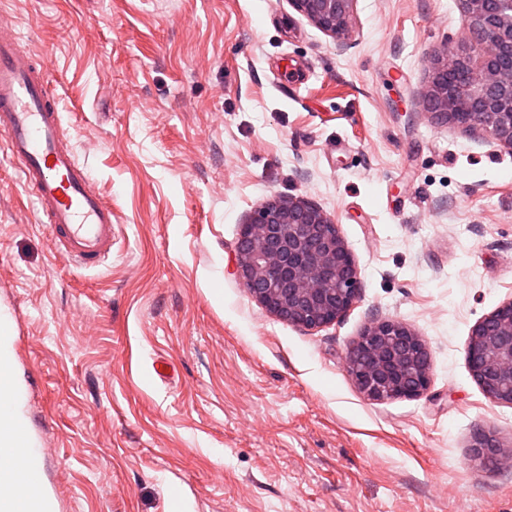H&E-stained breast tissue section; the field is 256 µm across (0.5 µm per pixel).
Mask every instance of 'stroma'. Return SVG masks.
<instances>
[{
    "instance_id": "obj_1",
    "label": "stroma",
    "mask_w": 512,
    "mask_h": 512,
    "mask_svg": "<svg viewBox=\"0 0 512 512\" xmlns=\"http://www.w3.org/2000/svg\"><path fill=\"white\" fill-rule=\"evenodd\" d=\"M48 55L64 129L111 203L112 255L54 250L0 146V307L54 512H512V405L472 378L512 301V150L438 121L429 59L479 56L459 0H356L333 38L289 0H0ZM300 196L360 296L318 331L237 272L239 227ZM376 319L429 352L416 398L347 371ZM501 454L472 457L477 435Z\"/></svg>"
}]
</instances>
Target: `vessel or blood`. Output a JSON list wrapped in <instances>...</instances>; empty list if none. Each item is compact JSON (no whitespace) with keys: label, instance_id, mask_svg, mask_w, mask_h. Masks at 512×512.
Masks as SVG:
<instances>
[{"label":"vessel or blood","instance_id":"1","mask_svg":"<svg viewBox=\"0 0 512 512\" xmlns=\"http://www.w3.org/2000/svg\"><path fill=\"white\" fill-rule=\"evenodd\" d=\"M50 78L48 59L21 49L14 23L0 15V137L20 164L54 247L92 268L112 251V206L75 156Z\"/></svg>","mask_w":512,"mask_h":512}]
</instances>
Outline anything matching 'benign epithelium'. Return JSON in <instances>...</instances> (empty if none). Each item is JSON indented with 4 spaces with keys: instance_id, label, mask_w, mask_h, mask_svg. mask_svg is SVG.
I'll return each instance as SVG.
<instances>
[{
    "instance_id": "obj_1",
    "label": "benign epithelium",
    "mask_w": 512,
    "mask_h": 512,
    "mask_svg": "<svg viewBox=\"0 0 512 512\" xmlns=\"http://www.w3.org/2000/svg\"><path fill=\"white\" fill-rule=\"evenodd\" d=\"M292 7L343 46L356 0H289ZM469 30L483 45L430 58V110L446 122L480 127L512 150V0H461ZM239 276L278 317L315 331L341 318L359 295L358 268L337 224L303 197L268 200L241 225ZM426 344L401 322L375 320L351 349L347 368L369 400L413 398L429 385ZM468 362L487 397L512 405V301L477 322ZM475 459L495 461L499 442L482 434Z\"/></svg>"
}]
</instances>
